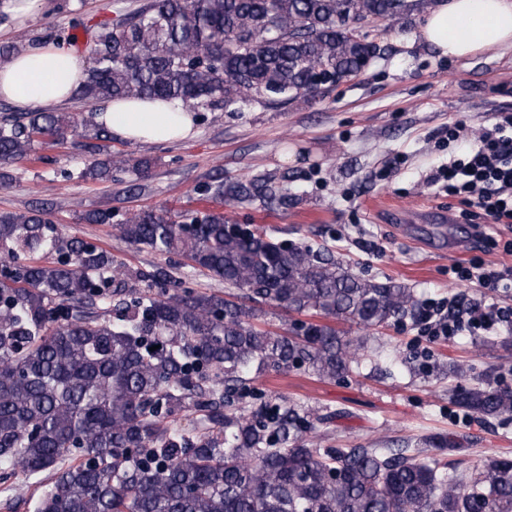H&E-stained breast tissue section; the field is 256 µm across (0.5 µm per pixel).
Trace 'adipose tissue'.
I'll list each match as a JSON object with an SVG mask.
<instances>
[{
    "label": "adipose tissue",
    "instance_id": "obj_1",
    "mask_svg": "<svg viewBox=\"0 0 512 512\" xmlns=\"http://www.w3.org/2000/svg\"><path fill=\"white\" fill-rule=\"evenodd\" d=\"M423 40L442 55L467 57L512 45V0H441L421 24ZM84 57L54 45H35L0 66V98L26 108L60 104L78 90ZM97 119L133 142L183 141L196 134L195 112L163 99L108 101Z\"/></svg>",
    "mask_w": 512,
    "mask_h": 512
}]
</instances>
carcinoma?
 <instances>
[{
  "mask_svg": "<svg viewBox=\"0 0 512 512\" xmlns=\"http://www.w3.org/2000/svg\"><path fill=\"white\" fill-rule=\"evenodd\" d=\"M437 0H143L83 27L91 64L77 99L162 98L222 111L293 103L363 70L381 46L355 24L392 25ZM93 159L91 181L146 173L112 151L95 112L40 109L0 118V162L67 133ZM219 203L288 205L272 177H216ZM224 212L175 220L142 209L117 223L138 248L183 257L224 280L229 298L162 288L123 298L111 253L63 232L44 211L0 214V483L46 473L37 512H512V458L468 473L442 454L452 436L405 448H322L304 433L327 417L302 406L224 407L262 374L336 380L369 357L364 331L416 317L414 291L357 276L323 246L230 226ZM309 318L261 326L264 306ZM159 349L152 351L150 347ZM476 419H512V389L453 391Z\"/></svg>",
  "mask_w": 512,
  "mask_h": 512,
  "instance_id": "cac0c4a2",
  "label": "carcinoma"
}]
</instances>
